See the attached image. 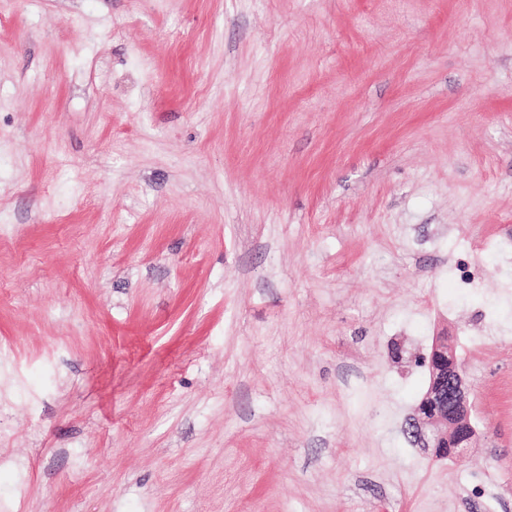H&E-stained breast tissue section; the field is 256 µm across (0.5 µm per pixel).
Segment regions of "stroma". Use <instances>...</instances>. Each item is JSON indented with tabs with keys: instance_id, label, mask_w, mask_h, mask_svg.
Returning <instances> with one entry per match:
<instances>
[{
	"instance_id": "stroma-1",
	"label": "stroma",
	"mask_w": 512,
	"mask_h": 512,
	"mask_svg": "<svg viewBox=\"0 0 512 512\" xmlns=\"http://www.w3.org/2000/svg\"><path fill=\"white\" fill-rule=\"evenodd\" d=\"M0 512H512V0H0ZM443 377L444 388L440 395L437 393V396L442 399L445 409L435 415L432 420L414 416L409 419L407 431L417 443L427 449L439 448L446 442H452L454 448L449 457L455 461H461L465 458L467 449L476 435V429L471 420L468 388L462 368L455 363L448 365ZM448 404L458 408L462 416L460 423L448 422V415H444Z\"/></svg>"
}]
</instances>
